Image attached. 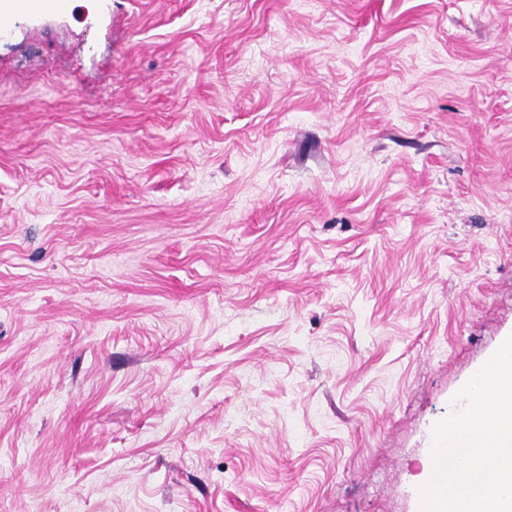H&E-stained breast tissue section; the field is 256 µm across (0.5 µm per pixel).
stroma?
I'll list each match as a JSON object with an SVG mask.
<instances>
[{
    "instance_id": "obj_1",
    "label": "stroma",
    "mask_w": 512,
    "mask_h": 512,
    "mask_svg": "<svg viewBox=\"0 0 512 512\" xmlns=\"http://www.w3.org/2000/svg\"><path fill=\"white\" fill-rule=\"evenodd\" d=\"M510 335L512 0L0 24V512H417Z\"/></svg>"
}]
</instances>
